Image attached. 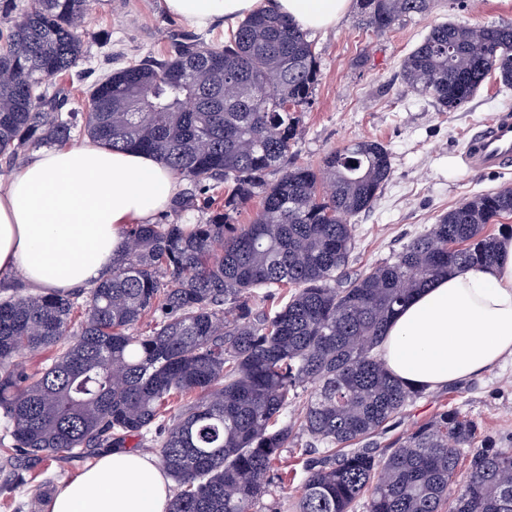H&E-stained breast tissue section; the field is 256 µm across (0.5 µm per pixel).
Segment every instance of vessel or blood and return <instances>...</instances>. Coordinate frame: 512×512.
Wrapping results in <instances>:
<instances>
[{
  "instance_id": "1",
  "label": "vessel or blood",
  "mask_w": 512,
  "mask_h": 512,
  "mask_svg": "<svg viewBox=\"0 0 512 512\" xmlns=\"http://www.w3.org/2000/svg\"><path fill=\"white\" fill-rule=\"evenodd\" d=\"M462 162L469 170L491 173L512 166V113H497L466 142Z\"/></svg>"
}]
</instances>
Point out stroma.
<instances>
[{
	"label": "stroma",
	"mask_w": 512,
	"mask_h": 512,
	"mask_svg": "<svg viewBox=\"0 0 512 512\" xmlns=\"http://www.w3.org/2000/svg\"><path fill=\"white\" fill-rule=\"evenodd\" d=\"M446 21L467 27L512 23V0H434L426 15L400 21L379 37L363 29L360 5L353 0L334 28L311 35L320 76L301 114L290 161L315 167L328 151L363 138L381 142L391 156V174L377 203L353 219L356 242L347 276L392 260L459 203L512 188V167L474 173L460 158L471 130L512 109V87L488 78L460 109L442 112L431 98L407 90L402 81V59L431 26ZM190 28L166 12L164 0H94L84 24L90 35L87 56L71 76L57 82L68 94V109L83 110L88 90L114 68L110 54L126 62L161 59L171 36ZM446 409L475 419L480 440L512 448V358L477 378L424 392L386 424L376 438L379 452L389 453L403 432ZM306 443V437H299L282 453L278 469L288 479L272 480L269 495L278 512L296 510L306 478L304 463L310 457ZM93 463L90 457L71 456L47 467L0 468V512H48L58 487Z\"/></svg>",
	"instance_id": "35a3bbf8"
}]
</instances>
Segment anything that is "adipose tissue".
<instances>
[{"label": "adipose tissue", "instance_id": "ef3b65f1", "mask_svg": "<svg viewBox=\"0 0 512 512\" xmlns=\"http://www.w3.org/2000/svg\"><path fill=\"white\" fill-rule=\"evenodd\" d=\"M297 26H333L351 0H165L169 14L199 27L241 19L259 3ZM178 189L148 155L86 140L32 153L0 192V279L22 273L36 293L65 294L111 271L121 228L146 223ZM512 357V239L490 265L458 268L415 294L381 346L405 384L433 390ZM171 482L156 461L115 449L59 486L50 512H167Z\"/></svg>", "mask_w": 512, "mask_h": 512}]
</instances>
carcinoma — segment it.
<instances>
[{
	"instance_id": "carcinoma-1",
	"label": "carcinoma",
	"mask_w": 512,
	"mask_h": 512,
	"mask_svg": "<svg viewBox=\"0 0 512 512\" xmlns=\"http://www.w3.org/2000/svg\"><path fill=\"white\" fill-rule=\"evenodd\" d=\"M92 0H0V159L88 135L152 155L190 188L173 220L131 224L102 281L67 294L0 297V420L18 456L157 449L177 483L170 512H277L264 502L284 449L303 434L325 447L307 461L297 512H512V448L474 447L476 423L444 411L399 437L388 455L370 439L422 395L378 357L389 323L414 294L458 267L490 264L488 224L512 216V188L440 216L391 262L344 277L350 219L376 204L391 172L376 140L288 164L300 114L320 76L306 32L264 8L222 43L193 33L165 58L129 63L89 91L83 112L51 80L85 57ZM432 0H360L362 25L382 35ZM406 87L441 112L467 103L491 75L512 87V24L443 23L404 57ZM278 177L271 181V173ZM256 217L233 223L248 198ZM198 224H181L187 213ZM288 295L269 313L257 290ZM151 316L153 328L135 333ZM77 331L69 332L73 317ZM54 348L41 372L20 361ZM303 401L287 418L288 406ZM466 480L454 487L461 450Z\"/></svg>"
}]
</instances>
